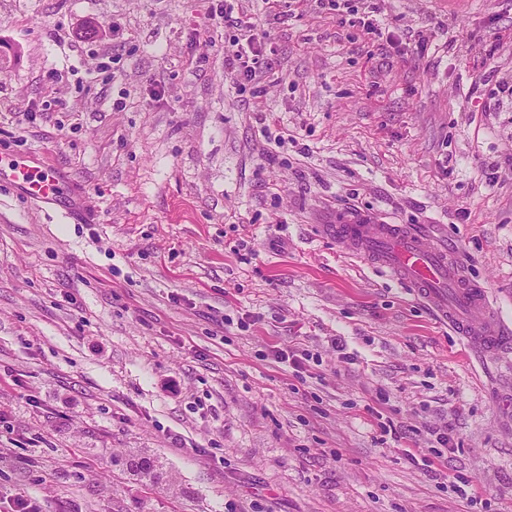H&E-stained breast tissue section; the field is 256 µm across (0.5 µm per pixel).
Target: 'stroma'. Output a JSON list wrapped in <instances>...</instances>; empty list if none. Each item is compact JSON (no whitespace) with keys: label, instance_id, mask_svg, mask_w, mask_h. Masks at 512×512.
<instances>
[{"label":"stroma","instance_id":"1","mask_svg":"<svg viewBox=\"0 0 512 512\" xmlns=\"http://www.w3.org/2000/svg\"><path fill=\"white\" fill-rule=\"evenodd\" d=\"M226 3L273 63L243 91L199 0H0V157L88 214L0 184V512H512V362L320 230L425 225L512 322V108L470 92L512 0H369L370 41ZM0 182L14 184L23 189L34 203H57L62 197L61 180L51 173L46 161L31 155L23 162H3L0 158Z\"/></svg>","mask_w":512,"mask_h":512}]
</instances>
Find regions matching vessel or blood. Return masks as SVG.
<instances>
[{
  "label": "vessel or blood",
  "instance_id": "vessel-or-blood-1",
  "mask_svg": "<svg viewBox=\"0 0 512 512\" xmlns=\"http://www.w3.org/2000/svg\"><path fill=\"white\" fill-rule=\"evenodd\" d=\"M0 182L21 187L37 204L58 202L63 195L60 179L37 155L21 162L0 161ZM323 230L344 251L410 288L475 358L502 359L512 344V324L501 317L486 288L466 277L457 256L436 246L418 226L383 224L350 213L342 223L324 225Z\"/></svg>",
  "mask_w": 512,
  "mask_h": 512
}]
</instances>
